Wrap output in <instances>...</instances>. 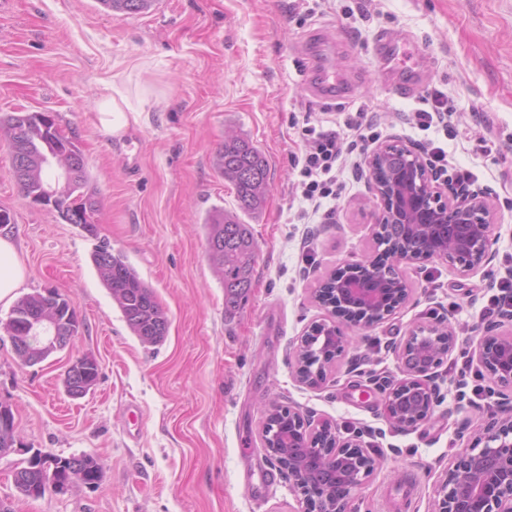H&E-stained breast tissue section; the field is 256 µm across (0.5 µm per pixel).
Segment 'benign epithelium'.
Returning a JSON list of instances; mask_svg holds the SVG:
<instances>
[{"mask_svg": "<svg viewBox=\"0 0 512 512\" xmlns=\"http://www.w3.org/2000/svg\"><path fill=\"white\" fill-rule=\"evenodd\" d=\"M402 155L407 167L396 172L391 156ZM75 156L67 162L50 161L41 177V191L30 204L55 208L62 187L75 175ZM371 189L382 202L378 224H397L412 231L429 230L420 245L409 235L389 241L375 236L388 263L366 260L347 264L316 290L320 306L340 317L352 329L372 328L387 321L409 297L410 287L396 271L400 261L444 260L464 275L489 266L495 257L493 228L496 213L483 190L452 180L438 181L419 149L399 142L375 148L366 159ZM23 333L10 337L13 349L30 365L70 346L75 331L62 333L55 319L43 313L23 316ZM489 324L483 335L469 343L470 359L483 368L491 383L512 389V332L496 333ZM458 336L452 321L418 325L397 347L402 377L385 385V418L401 430L417 429L440 402L439 368L456 349ZM345 351V337L337 325L313 323L302 336L295 354L298 383L316 387L327 368ZM91 357L69 363L65 388L73 398L94 388L88 379ZM294 428L288 430V449L267 448L302 496L301 512H353L351 502L380 467L381 460L360 443L341 437L335 425L316 424L293 412ZM28 462L53 473L61 467L76 478L50 485L60 494L76 484L94 488L101 477V463L87 454L67 457L39 448L29 451ZM431 512H512V396L503 417L482 433L476 443L459 452L438 480Z\"/></svg>", "mask_w": 512, "mask_h": 512, "instance_id": "obj_1", "label": "benign epithelium"}]
</instances>
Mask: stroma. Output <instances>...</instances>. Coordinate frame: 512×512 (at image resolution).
<instances>
[{
	"mask_svg": "<svg viewBox=\"0 0 512 512\" xmlns=\"http://www.w3.org/2000/svg\"><path fill=\"white\" fill-rule=\"evenodd\" d=\"M397 44L386 66L379 40ZM349 93L327 100L307 78L319 64ZM421 74L420 95L441 92L455 108L452 136L410 121L417 97L397 91L392 70ZM122 99L128 125L105 136L98 107ZM367 106L382 141H445L450 167L488 190L497 215L495 258L462 276L447 262L401 264L412 291L385 323L347 331L348 347L320 386L294 378L306 328L326 313L320 283L345 264L375 256L381 204L367 172L345 169V189L327 223L297 219L302 200L292 156L305 116ZM55 113L74 133L100 201L94 231L33 206L15 179L0 131V208L13 221L26 268L21 294L54 288L73 302V344L29 366L5 332L0 304V403L14 413L18 451L0 456V500L12 512H300L285 471L266 451L272 406L336 424L361 439L381 466L356 491L358 512H430L436 481L474 444L499 399L476 380L441 388L431 419L414 431L390 427L376 379L401 372L395 349L417 325L450 317L460 341L480 335L479 311L506 274L512 252V0H156L147 12L105 10L98 0H7L0 6V116ZM262 150L269 164L263 209L247 216L257 256L235 312L207 253L204 218L238 213L232 185L215 165L226 137ZM124 255L168 315L165 340L142 344L101 282L91 255L100 241ZM99 366L80 399L64 391L71 359ZM136 406L138 421L126 409ZM90 453L100 484L41 498L20 494L13 473L24 449Z\"/></svg>",
	"mask_w": 512,
	"mask_h": 512,
	"instance_id": "35a3bbf8",
	"label": "stroma"
}]
</instances>
